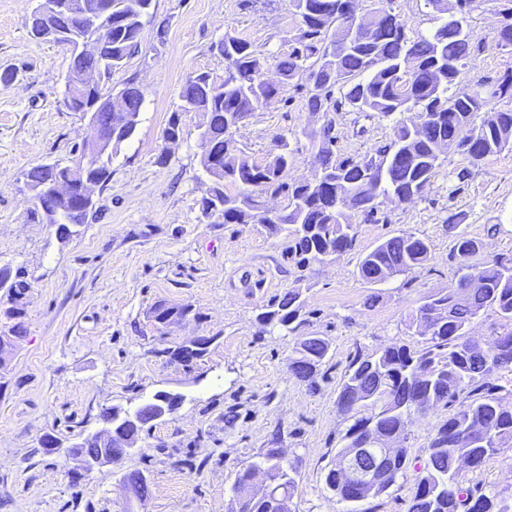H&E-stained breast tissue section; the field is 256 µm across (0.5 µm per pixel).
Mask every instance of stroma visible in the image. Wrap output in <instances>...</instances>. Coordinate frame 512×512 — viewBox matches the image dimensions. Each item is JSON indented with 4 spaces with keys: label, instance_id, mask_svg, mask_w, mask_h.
<instances>
[{
    "label": "stroma",
    "instance_id": "stroma-1",
    "mask_svg": "<svg viewBox=\"0 0 512 512\" xmlns=\"http://www.w3.org/2000/svg\"><path fill=\"white\" fill-rule=\"evenodd\" d=\"M36 4L0 0V69L18 71L15 81L0 83V268L30 286L25 333L0 371V512H126L120 478L136 469L150 482L142 512H228L238 474L270 448L283 449L297 470L293 512H344L325 475L351 424L336 407L347 364L357 352L415 345L411 313L457 279V234L480 243L476 261L512 256V150L472 168L450 154L413 201H382L374 222L355 215L354 250L297 267L284 236L204 217L213 180L200 163L203 117L178 110L188 76L205 72L223 82L216 45L227 36L249 41L263 56L266 79L277 80L276 62L296 30L289 0H152L138 53L111 82L116 92L135 82L143 95L139 124L113 155L109 180L95 189L96 213L63 242L53 226L31 220L26 173L37 164H70L91 129L65 103L69 49L30 36ZM502 8V0H486L469 17L475 51L457 88L512 70V47L493 42ZM175 111L182 132L169 144L163 131ZM335 119L340 157L374 154L393 137L391 116L342 111ZM322 122L307 111L303 90L288 86L252 112L235 138L263 164L276 135L294 134L286 179L308 180L318 161L307 133ZM465 167L469 176L458 179ZM452 213L461 223L448 224ZM402 234L426 240L427 263L379 284L363 281L361 258ZM291 288L302 291L307 333L330 344L311 384L288 369L294 337L257 324L268 300ZM372 295L378 301L366 307ZM159 302L188 304L195 314L159 329L148 317ZM199 336L211 339L202 357L189 364L173 358ZM159 391L181 395L182 403L145 428L136 455L76 476L65 453L41 446L47 434L71 444L102 428L103 409L132 411ZM453 412L440 403L413 415L403 439L408 468L369 500L374 512H407L428 438ZM461 478L511 498L512 449L463 469Z\"/></svg>",
    "mask_w": 512,
    "mask_h": 512
}]
</instances>
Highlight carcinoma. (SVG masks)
Returning a JSON list of instances; mask_svg holds the SVG:
<instances>
[{"label": "carcinoma", "instance_id": "1", "mask_svg": "<svg viewBox=\"0 0 512 512\" xmlns=\"http://www.w3.org/2000/svg\"><path fill=\"white\" fill-rule=\"evenodd\" d=\"M69 14L31 13L30 32L49 34L57 29L79 27L82 13L95 0H73ZM112 14L95 34L101 56L112 58L104 66L92 57L73 55L68 66L66 100L69 109L83 114L96 112L103 131L95 164L87 168L89 179L99 184L110 176L109 165L119 145L136 131L142 94L133 83L125 88L126 108L114 112L104 86L112 71L122 67L140 46L142 19L152 0H110ZM352 0H291L299 17L296 33L290 38L291 51L278 60L279 83L261 78L258 51L246 40L224 38L227 75L217 84L206 73L188 77L180 93L178 111L173 113L164 134L181 135V112L204 116L200 133L201 164L214 186L202 200V213H218L226 224H261L271 235L285 234L286 255L303 268L313 262L351 251L355 247L351 216L361 213L372 221L378 204L370 203L372 191L390 195L399 202H411L419 195L442 164L441 143L464 156L472 165L512 148V108L498 103L512 101V72L497 79L481 78L473 86L449 92L473 51L463 22L482 0H455L460 18L442 23L429 36L412 37L406 22L392 9L380 6L373 11L374 29L357 40L354 47L339 53L330 45L339 38L335 14ZM494 41L501 48L512 47V7ZM98 70L93 85L82 76ZM306 91L305 106L323 115L321 127L306 134L317 148L320 166L332 171L336 184L318 186L309 182L289 183L285 173L292 165L295 149L288 137L279 136L277 152L264 164L253 162L233 138V129L256 107L266 103L291 84ZM347 108L353 112H374L381 117L414 110L419 119L401 118L393 127V139L377 156L354 159L335 156V119L331 114ZM65 169L45 164L26 173L27 186L67 177ZM238 183L244 190L229 195L224 182ZM285 196L288 205L270 215L262 207V196ZM79 190L57 200L58 217L51 225L85 223L86 216L74 214ZM479 243L459 234L453 254L459 268L470 270L473 278L461 276L456 285L430 295L417 308L416 318L427 319L432 333L415 350L406 344L386 346L371 355L353 356L347 366L336 399L338 411L353 419L342 437L337 456L356 447L374 427L383 437L396 475L409 464V449L393 445L406 432L411 417L439 403L459 405V410L431 435L426 448V475L422 477L407 512H512V501L486 495L465 487L460 480V461L471 468L512 447V408L503 406L512 389L491 382L504 371L512 372V259L496 258L472 264ZM430 256L429 244L412 235L391 237L367 253L359 263V275L367 283H381L396 275L421 267ZM10 309L0 316V335H21L24 327V299L28 285L11 279L0 269V285ZM305 307L302 291L290 289L273 296L257 320L264 326L280 327L297 336L289 364H297L292 374L311 382L325 362L329 342L320 336H304ZM493 307L505 322L503 332L488 347L468 336V328L479 313ZM188 305L159 303L150 318L163 324L170 316H187ZM281 450L270 448L260 464L276 480L275 489L293 503L299 480L293 466L280 463ZM327 487L345 503L352 486L338 468L325 476ZM229 512H281L271 494L255 493L238 509Z\"/></svg>", "mask_w": 512, "mask_h": 512}]
</instances>
